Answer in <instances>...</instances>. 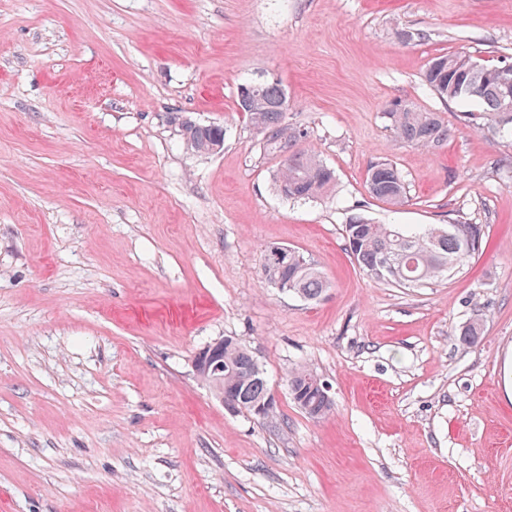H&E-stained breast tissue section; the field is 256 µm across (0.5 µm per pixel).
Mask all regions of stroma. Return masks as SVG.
I'll list each match as a JSON object with an SVG mask.
<instances>
[{"label": "stroma", "mask_w": 512, "mask_h": 512, "mask_svg": "<svg viewBox=\"0 0 512 512\" xmlns=\"http://www.w3.org/2000/svg\"><path fill=\"white\" fill-rule=\"evenodd\" d=\"M460 52L512 63V0H0V512H512V141L424 85ZM266 78L329 195L277 193L237 106ZM395 100L445 113L448 143H396ZM174 112L224 127L223 150L187 151ZM379 160L402 206L370 198ZM358 213L481 224L487 244L400 288L347 253ZM276 246L323 272L319 300L262 279ZM226 336L274 417L194 372ZM303 366L326 417L289 395ZM366 189L371 198L390 206L402 205L407 199L402 174L391 162L377 161L370 165Z\"/></svg>", "instance_id": "stroma-1"}]
</instances>
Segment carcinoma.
Returning a JSON list of instances; mask_svg holds the SVG:
<instances>
[{"instance_id":"cac0c4a2","label":"carcinoma","mask_w":512,"mask_h":512,"mask_svg":"<svg viewBox=\"0 0 512 512\" xmlns=\"http://www.w3.org/2000/svg\"><path fill=\"white\" fill-rule=\"evenodd\" d=\"M500 66L483 71L472 68L464 53L443 54L432 58L423 74L427 88L444 103L476 102L478 112L464 113V119L476 129L485 128L512 140V113L501 111L504 85L496 77ZM255 93L259 104L245 118L262 137L266 152L283 157L279 161L275 188L286 200H310L327 193L336 183L335 171L323 164L310 146L303 145L307 133L290 127L282 105L287 94L276 80H259L240 85ZM393 136L399 142L424 149H436L448 142L451 128L442 113L396 102L384 113ZM186 148L207 154L224 137L220 127L196 122L181 112L171 114ZM366 189L371 198L390 206L407 199L402 174L384 160L370 165ZM483 224H376L364 216L353 215L343 225L346 251L368 276L401 288H419L432 280H447L468 266L482 248ZM262 278L273 287L305 300H317L329 283L316 265L295 250L288 260L264 255ZM482 333V324L474 319L460 332L459 342L469 345ZM204 380L216 391L232 393L245 404L259 401L271 393L263 366L237 339L228 338L224 368H208ZM316 375L307 368L292 371L288 387L293 403L307 416L322 418L332 410L320 389Z\"/></svg>"}]
</instances>
